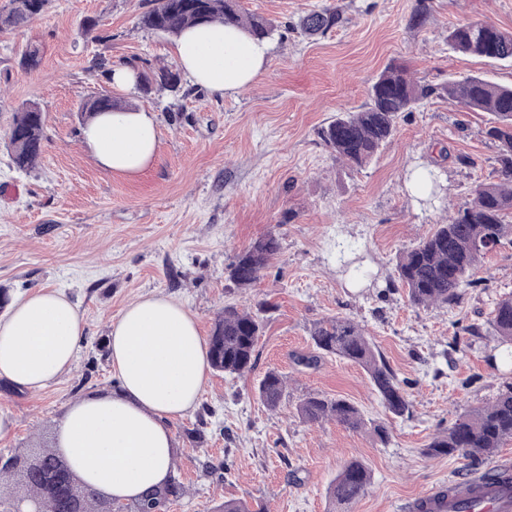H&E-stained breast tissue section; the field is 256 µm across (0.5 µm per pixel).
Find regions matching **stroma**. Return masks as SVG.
Masks as SVG:
<instances>
[{
    "label": "stroma",
    "instance_id": "1",
    "mask_svg": "<svg viewBox=\"0 0 512 512\" xmlns=\"http://www.w3.org/2000/svg\"><path fill=\"white\" fill-rule=\"evenodd\" d=\"M275 26L264 73L221 96L183 81L128 104L155 112L158 154L129 180L97 165L81 142L79 107L110 92L109 70L173 65L172 39L139 28L151 0H51L28 26L0 32V290L65 289L84 314L86 341L56 385L39 393L0 387V417L13 428L0 456L52 446L70 401L108 388L107 335L130 301L161 292L183 302L209 334L224 307L257 313L264 328L256 364L243 374L210 372L195 412L173 425V475L187 488L167 512H222L225 501L267 512H341L329 488L343 465L364 462L372 483L351 512H400L418 493L484 476L512 461V442L479 457L424 453L462 415L512 386V367L490 324L512 295V241H502L451 307L411 305L395 276L399 253L435 228L445 210L492 178L496 148L489 114L432 96L397 121L394 139L365 168L334 160L319 131L337 112L360 109L380 72L395 64L420 84L468 76L512 85V61L457 53L448 33L486 20L512 31V0H240ZM335 8L342 23L313 37L301 16ZM422 24H414L415 12ZM94 24V38L81 34ZM41 64L23 71L27 46ZM38 105L46 140L36 165L19 170L7 148L18 109ZM448 160H441V150ZM439 168L443 207L420 204L409 183ZM275 234L280 250L252 288L228 278L237 252ZM358 324L407 390L409 413H386L367 375L333 355L297 364L314 327L332 317ZM478 327L471 335L469 327ZM280 372L285 396L264 406L256 389ZM310 394L361 410L359 431L311 424L296 407ZM382 424L388 441L373 431ZM201 432L204 444L192 441Z\"/></svg>",
    "mask_w": 512,
    "mask_h": 512
}]
</instances>
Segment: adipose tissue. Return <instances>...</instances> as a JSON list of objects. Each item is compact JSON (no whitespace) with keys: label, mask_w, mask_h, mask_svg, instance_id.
<instances>
[{"label":"adipose tissue","mask_w":512,"mask_h":512,"mask_svg":"<svg viewBox=\"0 0 512 512\" xmlns=\"http://www.w3.org/2000/svg\"><path fill=\"white\" fill-rule=\"evenodd\" d=\"M270 52L267 40L218 22L184 29L172 47L184 76L223 96L254 84ZM81 140L98 166L135 179L155 162L157 116L141 108L102 112L83 126ZM84 329L79 306L64 290L16 295L0 317V381L31 393L57 383L73 366ZM108 347L115 387L69 402L54 448L89 489L135 502L170 477L172 425L197 408L208 384L207 347L194 314L157 293L113 318Z\"/></svg>","instance_id":"1"}]
</instances>
